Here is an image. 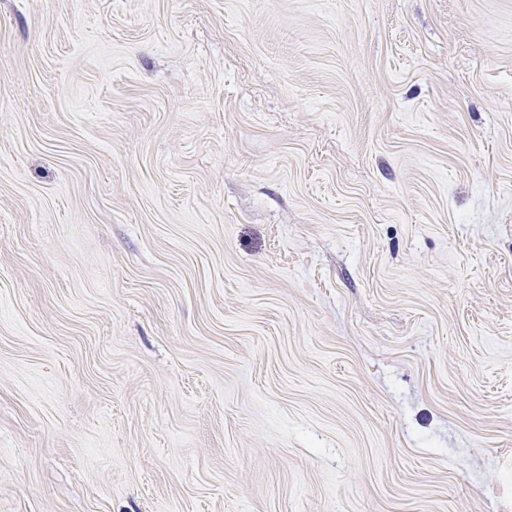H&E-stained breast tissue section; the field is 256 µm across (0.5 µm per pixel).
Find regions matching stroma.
I'll use <instances>...</instances> for the list:
<instances>
[{
	"mask_svg": "<svg viewBox=\"0 0 512 512\" xmlns=\"http://www.w3.org/2000/svg\"><path fill=\"white\" fill-rule=\"evenodd\" d=\"M0 512H512V0H0Z\"/></svg>",
	"mask_w": 512,
	"mask_h": 512,
	"instance_id": "1",
	"label": "stroma"
}]
</instances>
